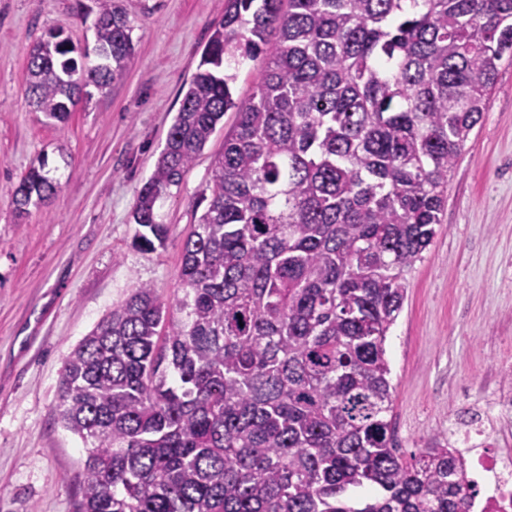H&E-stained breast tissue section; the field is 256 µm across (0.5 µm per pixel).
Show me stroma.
I'll return each mask as SVG.
<instances>
[{
    "label": "stroma",
    "mask_w": 512,
    "mask_h": 512,
    "mask_svg": "<svg viewBox=\"0 0 512 512\" xmlns=\"http://www.w3.org/2000/svg\"><path fill=\"white\" fill-rule=\"evenodd\" d=\"M135 54L123 78L46 123L25 94V60L60 31L94 42L95 0H0V512H76L84 444L58 418L60 372L84 336L149 284L172 296L200 215L216 131L157 204L163 247L133 244L132 211L152 174L224 0H125ZM59 184L18 220L13 193L39 158ZM390 330L392 422L403 454L447 442L461 391L491 403L512 388V61L448 184L432 244L408 276Z\"/></svg>",
    "instance_id": "1"
}]
</instances>
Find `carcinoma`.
Segmentation results:
<instances>
[{
    "label": "carcinoma",
    "instance_id": "1",
    "mask_svg": "<svg viewBox=\"0 0 512 512\" xmlns=\"http://www.w3.org/2000/svg\"><path fill=\"white\" fill-rule=\"evenodd\" d=\"M97 3L96 60L61 32L27 53L49 122L134 53L122 0ZM507 54L512 0H224L133 210L163 246L158 201L237 112L180 288H133L61 370L80 512H468L460 450L398 448L385 343ZM44 166L21 217L57 192ZM260 65L259 61L249 62L240 69L237 81L234 84L235 96L245 97L254 91Z\"/></svg>",
    "mask_w": 512,
    "mask_h": 512
}]
</instances>
